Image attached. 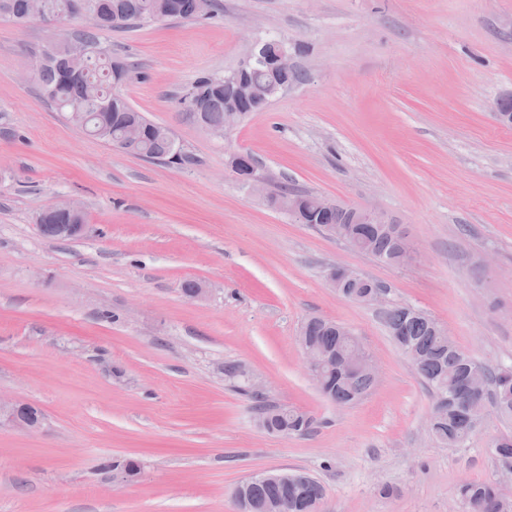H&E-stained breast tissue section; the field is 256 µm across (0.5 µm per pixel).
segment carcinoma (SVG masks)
<instances>
[{
	"mask_svg": "<svg viewBox=\"0 0 512 512\" xmlns=\"http://www.w3.org/2000/svg\"><path fill=\"white\" fill-rule=\"evenodd\" d=\"M166 0H43L46 23L76 16L73 5L80 4L99 16L93 30H81L70 38L49 45L51 51L32 50L30 55L45 53L46 60L38 71V80L46 97L68 120L86 124L92 135L122 152L142 156L168 165H184L190 156L177 147L171 131L150 121L130 105L120 92L128 79V66L112 57L103 47L97 32L125 29L163 20L207 19L217 11V0H209L201 10L199 0H171L173 7L164 10ZM16 22L31 20L29 0H0V18ZM179 104L200 125L212 129L224 127V76L204 73L194 79L179 97ZM137 121L143 125V139L133 146L122 144L125 126ZM343 212L332 211L314 218L324 227L341 224V239L388 265L406 262V246L397 224H346ZM46 237L66 239L55 229L57 224H83L79 216L50 214ZM375 282L366 278L358 284L343 283L340 292L356 301ZM386 325L397 346L415 353L413 366L434 400V415L429 432L443 447L464 446L482 424L487 408L512 421V370L490 371L477 364L459 347L448 332L425 313L399 306L386 312ZM307 347L329 355L345 356L366 353L359 339L318 317L308 319L302 327ZM320 386L333 402L352 405L361 401L373 388V381L358 366L348 369H322ZM255 414L264 418L265 431L296 435L308 432L314 419L297 409L280 408L255 399ZM495 458L512 465V434H502L494 442ZM467 512H512V498L502 494L494 482H470L458 488ZM325 496L322 484L305 471L288 473L285 484L257 481L247 485L244 497L249 512H272L276 504L287 505L279 512H318Z\"/></svg>",
	"mask_w": 512,
	"mask_h": 512,
	"instance_id": "cac0c4a2",
	"label": "carcinoma"
}]
</instances>
